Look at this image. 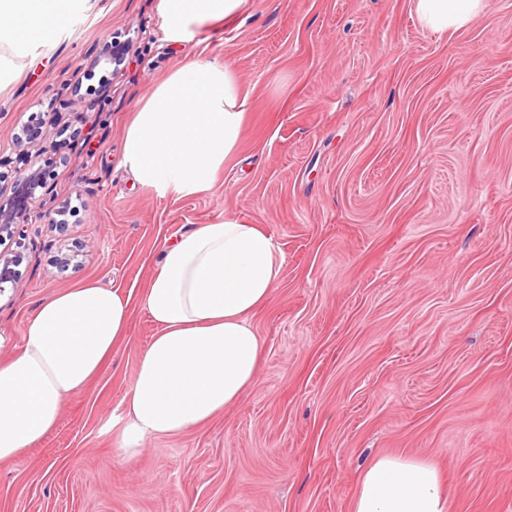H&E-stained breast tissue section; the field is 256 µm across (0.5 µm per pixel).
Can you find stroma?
Returning a JSON list of instances; mask_svg holds the SVG:
<instances>
[{
  "label": "stroma",
  "mask_w": 512,
  "mask_h": 512,
  "mask_svg": "<svg viewBox=\"0 0 512 512\" xmlns=\"http://www.w3.org/2000/svg\"><path fill=\"white\" fill-rule=\"evenodd\" d=\"M158 0H89L0 91V156L30 113L74 131L50 181L79 267L32 222L22 277L0 296V359L54 293L140 296L164 246L233 214L277 243L281 280L253 317L257 380L223 414L115 448L120 402L156 327L127 335L56 427L0 461V512H351L376 456L429 460L449 512H512V0L435 35L411 0H247L198 47L161 39ZM129 41L100 85L95 60ZM227 62L246 98L234 156L211 192L161 197L120 145L136 104L174 68ZM112 44L110 42H104L99 58L96 60L98 66L103 62L108 68H111L112 76H115L123 69V65L126 60L125 53L127 47L124 42L114 40Z\"/></svg>",
  "instance_id": "stroma-1"
}]
</instances>
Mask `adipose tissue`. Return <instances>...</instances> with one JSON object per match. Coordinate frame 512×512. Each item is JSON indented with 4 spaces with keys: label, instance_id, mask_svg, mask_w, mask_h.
<instances>
[{
    "label": "adipose tissue",
    "instance_id": "ef3b65f1",
    "mask_svg": "<svg viewBox=\"0 0 512 512\" xmlns=\"http://www.w3.org/2000/svg\"><path fill=\"white\" fill-rule=\"evenodd\" d=\"M421 26L457 31L484 0H411ZM246 0H159L165 42L188 44L236 19ZM87 0H0V90L26 57L63 34ZM245 102L228 64L198 59L175 68L142 97L122 156L135 180L159 196L209 192L236 152ZM273 237L234 216L202 224L162 251L140 304L158 328L141 349L121 401L116 443L124 459L149 438L179 435L223 413L256 380L264 352L251 318L280 281ZM117 288L66 289L43 300L23 344L0 362V461L17 457L52 430L64 401L98 375L125 336L133 302ZM352 512H448V496L428 461L384 454L363 471Z\"/></svg>",
    "mask_w": 512,
    "mask_h": 512
}]
</instances>
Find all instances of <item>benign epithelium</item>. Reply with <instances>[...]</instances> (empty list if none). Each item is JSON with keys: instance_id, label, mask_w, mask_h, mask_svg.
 Masks as SVG:
<instances>
[{"instance_id": "benign-epithelium-1", "label": "benign epithelium", "mask_w": 512, "mask_h": 512, "mask_svg": "<svg viewBox=\"0 0 512 512\" xmlns=\"http://www.w3.org/2000/svg\"><path fill=\"white\" fill-rule=\"evenodd\" d=\"M125 43L114 40L104 42L96 63H104L116 75L126 60ZM52 124L42 112H33L27 121L18 125L14 140L18 147L15 158L0 157V167L11 164L23 165L17 175L5 186L0 185V243L4 238L22 245L25 239V220L35 214L48 225L62 230L65 224L56 220L60 206L55 204L48 179L51 168L57 164L55 143L50 141ZM21 254L13 251L0 252V296L18 288L21 275L17 267Z\"/></svg>"}]
</instances>
